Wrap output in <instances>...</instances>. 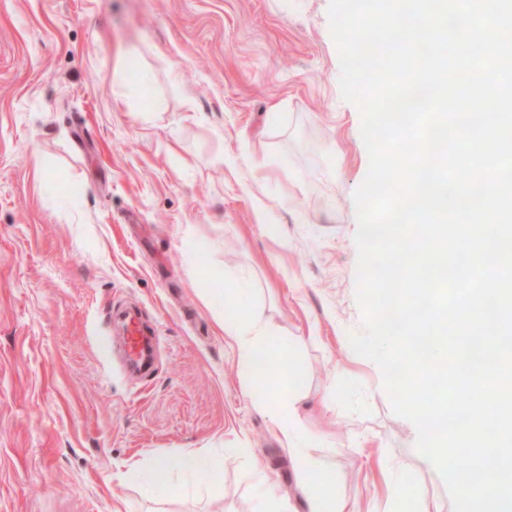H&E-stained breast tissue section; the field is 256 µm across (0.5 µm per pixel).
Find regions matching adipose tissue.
I'll use <instances>...</instances> for the list:
<instances>
[{"instance_id":"adipose-tissue-1","label":"adipose tissue","mask_w":512,"mask_h":512,"mask_svg":"<svg viewBox=\"0 0 512 512\" xmlns=\"http://www.w3.org/2000/svg\"><path fill=\"white\" fill-rule=\"evenodd\" d=\"M234 299V289H225L226 314L219 317L218 323L232 343L243 373L254 381L256 408L275 414V436L291 455L297 479L306 490L308 512H350L347 501L336 492L335 476L320 466L312 452V442L296 409L303 395V379L291 355L283 353L265 324L234 311ZM175 470L208 475L213 483L219 474L214 459L188 452L173 461L160 460L154 469L156 484L166 486Z\"/></svg>"}]
</instances>
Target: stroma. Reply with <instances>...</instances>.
<instances>
[{"mask_svg":"<svg viewBox=\"0 0 512 512\" xmlns=\"http://www.w3.org/2000/svg\"><path fill=\"white\" fill-rule=\"evenodd\" d=\"M329 4L0 0V512H308L217 323L218 268L279 345L316 332L303 421L354 512H388L401 476L447 506L350 345L369 157ZM132 309L160 338L146 375L117 340ZM197 450L218 484L151 487Z\"/></svg>","mask_w":512,"mask_h":512,"instance_id":"1","label":"stroma"}]
</instances>
